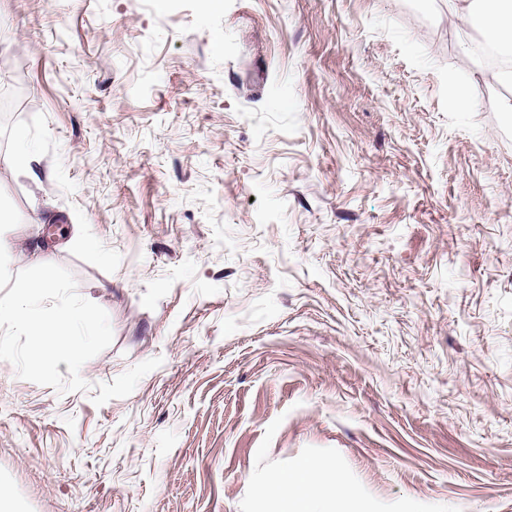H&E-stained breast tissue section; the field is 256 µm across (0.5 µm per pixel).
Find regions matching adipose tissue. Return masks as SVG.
Instances as JSON below:
<instances>
[{"label":"adipose tissue","mask_w":512,"mask_h":512,"mask_svg":"<svg viewBox=\"0 0 512 512\" xmlns=\"http://www.w3.org/2000/svg\"><path fill=\"white\" fill-rule=\"evenodd\" d=\"M448 3L462 45H469L470 29L478 16L482 17L490 35L512 41V0H448ZM300 472L306 475L307 480L299 486L280 474H270L263 488L264 493L285 501L299 493L308 502L329 504L334 512H351L349 496L341 490L343 479L339 473L324 463L313 461L302 463Z\"/></svg>","instance_id":"obj_1"}]
</instances>
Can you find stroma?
Returning a JSON list of instances; mask_svg holds the SVG:
<instances>
[{"instance_id": "stroma-1", "label": "stroma", "mask_w": 512, "mask_h": 512, "mask_svg": "<svg viewBox=\"0 0 512 512\" xmlns=\"http://www.w3.org/2000/svg\"><path fill=\"white\" fill-rule=\"evenodd\" d=\"M20 68L0 297L61 265L113 341L84 392L0 361L15 512H287L303 459L512 512V122L448 0H0Z\"/></svg>"}]
</instances>
